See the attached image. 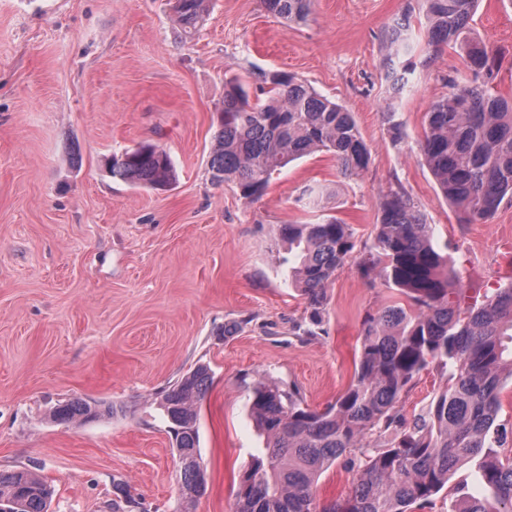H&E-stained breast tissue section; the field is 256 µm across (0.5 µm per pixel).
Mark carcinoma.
<instances>
[{"label":"carcinoma","instance_id":"carcinoma-1","mask_svg":"<svg viewBox=\"0 0 512 512\" xmlns=\"http://www.w3.org/2000/svg\"><path fill=\"white\" fill-rule=\"evenodd\" d=\"M207 0H175L185 35L203 25ZM478 0H423L429 63L437 48L460 51L470 76L449 80L448 95L432 103L419 143L422 161L462 224L485 223L512 201V99L491 86L497 69L487 43L470 21ZM271 15L302 23L311 0H262ZM267 99L251 103L235 79L224 83L209 170L215 184L231 181L243 198L263 194L272 175L315 152L330 154L343 179L364 171L370 149L352 115L295 75L263 74ZM112 177L133 186L163 189L176 181L169 154L152 144L112 156ZM280 240L295 254L292 278L306 295L310 320L321 322L326 286L356 247L350 225L332 217L320 224H283ZM434 227L415 202L391 190L378 203L374 241L359 261L367 277L407 295L415 310L388 307L365 324L354 380L322 410L303 405L298 393L273 380L252 387L256 428L265 453L240 476L234 512H414L431 504L451 471L474 462L486 495L452 512H512V454L501 451L495 422L502 409L501 373L512 376V282L479 303L466 295L459 275L432 245ZM449 373L448 384L412 422L401 413L411 383L430 365ZM212 385L199 364L155 398L168 420L180 468L179 512L201 497L199 413ZM114 407L76 397L57 404L56 423L85 421ZM359 454L351 493L319 504L321 475L345 454ZM113 512H147L126 483L113 480ZM51 488L26 469L0 470V499L16 512H49Z\"/></svg>","mask_w":512,"mask_h":512}]
</instances>
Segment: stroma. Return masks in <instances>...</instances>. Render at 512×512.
<instances>
[{
  "instance_id": "obj_1",
  "label": "stroma",
  "mask_w": 512,
  "mask_h": 512,
  "mask_svg": "<svg viewBox=\"0 0 512 512\" xmlns=\"http://www.w3.org/2000/svg\"><path fill=\"white\" fill-rule=\"evenodd\" d=\"M174 0H0V469L50 484L49 512H112V481L148 512H175L180 479L155 394L196 364L213 384L199 419L207 489L195 512H234L239 477L264 452L249 402L270 378L309 408L336 401L354 377L364 321L407 299L348 259L327 286L319 325L288 281L283 224L336 217L357 247L372 245L377 204L405 191L435 227L464 289L481 299L512 281V203L485 224H462L421 161L424 115L463 71L441 47L419 66L420 0H314L288 23L260 0H210L204 26L180 35ZM409 22L405 50L387 33ZM471 26L500 62L498 94L512 96V0H481ZM417 67L401 92L390 67ZM296 74L352 112L368 168L339 180L326 153L274 174L261 197L211 182L209 160L224 83L251 97L262 75ZM403 124L393 143L382 121ZM154 144L177 180L163 190L112 179V154ZM448 381L422 372L404 396L406 419ZM114 404L112 415L57 424V403ZM349 456L320 477L319 502L345 497ZM474 464L423 512H450L481 494Z\"/></svg>"
}]
</instances>
